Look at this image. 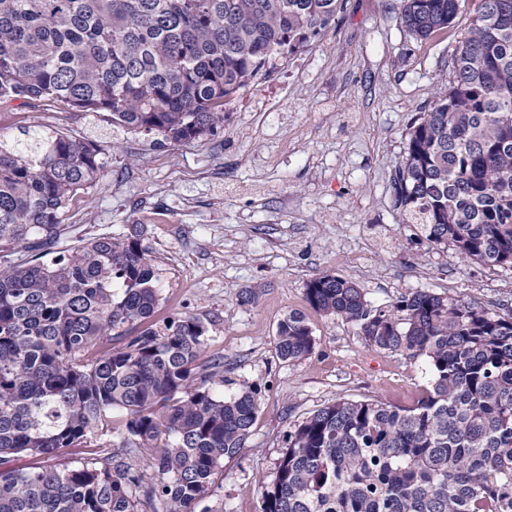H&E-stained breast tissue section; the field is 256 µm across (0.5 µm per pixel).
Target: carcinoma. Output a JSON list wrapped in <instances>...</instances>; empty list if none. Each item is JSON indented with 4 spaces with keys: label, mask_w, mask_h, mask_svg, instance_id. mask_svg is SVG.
I'll list each match as a JSON object with an SVG mask.
<instances>
[{
    "label": "carcinoma",
    "mask_w": 512,
    "mask_h": 512,
    "mask_svg": "<svg viewBox=\"0 0 512 512\" xmlns=\"http://www.w3.org/2000/svg\"><path fill=\"white\" fill-rule=\"evenodd\" d=\"M465 0H400L420 40ZM345 0H0V104L61 102L180 143L217 132L224 105L275 55L306 47ZM93 140L32 128L0 140V512H195L244 447L256 393L226 398L198 316L149 322L160 278L132 226L42 260L61 216L103 168ZM397 205L426 240L512 267V0H479L452 81L412 123ZM19 246L31 258L18 264ZM315 310L365 343L421 359L409 406L340 397L303 418L259 512H512V312L421 288L385 310L332 274ZM284 361L315 347L297 312L276 328ZM125 417L120 447L86 448ZM161 500L164 509L154 508Z\"/></svg>",
    "instance_id": "cac0c4a2"
}]
</instances>
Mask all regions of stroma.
I'll list each match as a JSON object with an SVG mask.
<instances>
[{"instance_id":"stroma-1","label":"stroma","mask_w":512,"mask_h":512,"mask_svg":"<svg viewBox=\"0 0 512 512\" xmlns=\"http://www.w3.org/2000/svg\"><path fill=\"white\" fill-rule=\"evenodd\" d=\"M399 5L347 0L307 48L270 60L225 105L216 135L198 140L161 142L61 103L0 108L1 140L38 126L103 148L99 179L61 217L58 251L139 226L160 277L154 322L203 319L205 355L224 361L225 394H257L244 447L195 512H257L289 431L336 398L408 405L426 387L422 360L368 346L355 326L308 304L315 275L345 278L387 310L418 288L496 312L512 306V267L458 259L395 205L410 125L447 88L475 8L466 0L454 27L420 40ZM248 288L256 304H242ZM291 311L316 341L294 362L280 359L275 335Z\"/></svg>"}]
</instances>
